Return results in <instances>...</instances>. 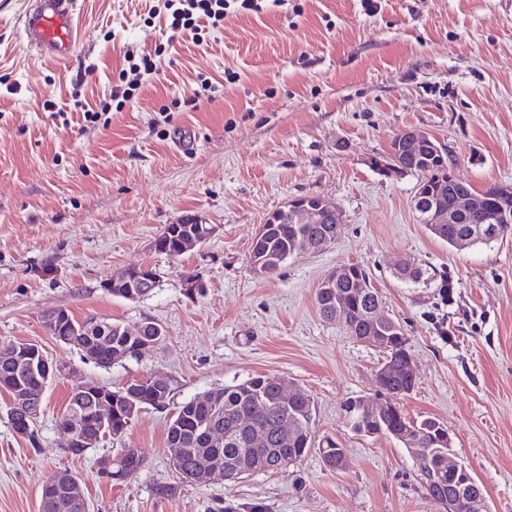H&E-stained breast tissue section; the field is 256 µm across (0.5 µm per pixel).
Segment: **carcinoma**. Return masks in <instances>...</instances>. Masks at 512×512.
Wrapping results in <instances>:
<instances>
[{
	"mask_svg": "<svg viewBox=\"0 0 512 512\" xmlns=\"http://www.w3.org/2000/svg\"><path fill=\"white\" fill-rule=\"evenodd\" d=\"M400 164L410 174H416L420 181L430 185L435 182L436 175L443 174L446 169L438 164H428L405 155L398 156ZM488 227L481 214L466 216L459 224H442L435 229L433 235L449 245H454L455 239L465 230L475 232L470 245H489L495 239L477 232L478 226ZM298 230L305 236H319L328 233L337 236L340 233L339 224H277L275 234L264 239L261 244L253 247L249 259L269 256L274 259L270 273L275 274L289 258L302 252V248L294 245L293 230ZM361 278L368 295L361 296L355 282L340 281L333 288H320L316 294V303L321 315L333 319L331 308L333 301L342 297L348 301L347 333L354 339L365 342L372 330V321L368 315L371 304L381 300L376 288L371 284L369 274L361 270ZM43 326L48 333L60 343L83 350L92 347L96 350V365L100 368L112 367V359L118 352L132 348L138 342L145 340L143 336H128L120 324H112V335L98 336L89 329L102 320L88 316L82 320L76 318L72 322H63L52 314L43 316ZM82 327L88 332L86 336L72 335L73 327ZM383 349L385 358L379 369L384 373V387L401 397L415 387V382L408 380L401 371L402 363L409 354L408 340L399 322L386 328V335L374 343ZM18 378L27 379L25 368L15 356V344L0 347V385ZM149 383L142 391V398L151 400V396L163 391L165 401H170L172 388L169 379L164 375L148 376ZM213 398L207 402L189 400L181 403L169 421L167 443L180 439V446L186 449L184 458L174 463V468L181 473L192 467L200 456L219 452L224 456V475L228 483H236L241 476L235 472L236 465L242 458L248 457L259 461L275 472L288 466V461L299 462L307 455L311 447V401L301 403H285L278 391V377L273 375H257L241 383L228 385L224 388L211 390ZM362 398H349L343 402L342 410L352 414L349 418L352 430H363L390 435L392 433H413L422 448H429L433 442V433L423 428V422H413L407 418L402 407L378 416H360L355 406ZM219 424L228 439L224 446L217 450L209 444L203 430L208 424ZM260 428L268 436L265 447H254L248 438V431ZM112 472H118L119 466L128 468V472L137 475L144 467V459L134 448H124L118 455L112 457ZM431 471L441 480H448L447 451L436 450L431 457ZM46 512H87L86 501L72 498L61 492L53 495V500L46 503Z\"/></svg>",
	"mask_w": 512,
	"mask_h": 512,
	"instance_id": "cac0c4a2",
	"label": "carcinoma"
}]
</instances>
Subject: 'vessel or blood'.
<instances>
[{
	"label": "vessel or blood",
	"instance_id": "b4317fda",
	"mask_svg": "<svg viewBox=\"0 0 512 512\" xmlns=\"http://www.w3.org/2000/svg\"><path fill=\"white\" fill-rule=\"evenodd\" d=\"M78 0H29L21 20L23 45L44 60L67 62L79 46Z\"/></svg>",
	"mask_w": 512,
	"mask_h": 512
}]
</instances>
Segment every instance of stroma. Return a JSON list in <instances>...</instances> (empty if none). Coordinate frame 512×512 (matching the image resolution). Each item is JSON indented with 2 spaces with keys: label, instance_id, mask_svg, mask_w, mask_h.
I'll return each mask as SVG.
<instances>
[{
  "label": "stroma",
  "instance_id": "obj_1",
  "mask_svg": "<svg viewBox=\"0 0 512 512\" xmlns=\"http://www.w3.org/2000/svg\"><path fill=\"white\" fill-rule=\"evenodd\" d=\"M27 0H0V345H41L58 373L32 437L14 433L0 392V512H38L47 477L82 481L89 512H441L419 464L396 439L353 432L341 409L374 396L382 349L322 318L316 291L342 265L364 268L408 339L416 385L400 399L413 421L443 422L452 453L491 512H512V233L453 247L420 224L419 178L388 176L406 130L448 151L455 177L480 190L512 185V0H287L224 18L203 42L182 31L168 47L163 0H81L83 40L66 64L29 56L17 34ZM159 75L139 81L142 54ZM214 99L185 102L202 84ZM129 98L113 95L115 86ZM110 104L96 123L73 96ZM195 97V96H194ZM318 194L343 228L318 253L259 275L248 258L260 224L293 198ZM213 236L179 258L153 241L184 215ZM423 271L400 278L402 261ZM155 267L160 286L130 301L104 284ZM201 289L187 288L189 278ZM67 309L166 339L103 369L59 344L42 317ZM159 373L173 393L119 438L71 454L58 425L73 387L112 389ZM271 374L311 399L314 450L276 473L229 485L181 481L167 451L176 405ZM335 441L350 465L324 468ZM137 449V477L108 482L97 462ZM177 486L161 496L157 486Z\"/></svg>",
  "mask_w": 512,
  "mask_h": 512
}]
</instances>
